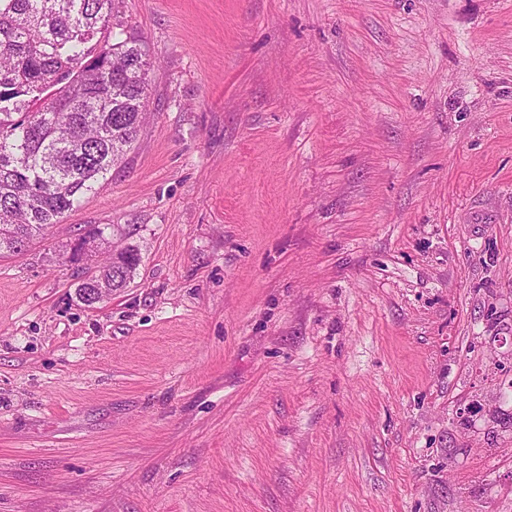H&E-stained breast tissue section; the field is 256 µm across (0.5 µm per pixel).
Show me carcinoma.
<instances>
[{
	"instance_id": "1",
	"label": "carcinoma",
	"mask_w": 512,
	"mask_h": 512,
	"mask_svg": "<svg viewBox=\"0 0 512 512\" xmlns=\"http://www.w3.org/2000/svg\"><path fill=\"white\" fill-rule=\"evenodd\" d=\"M112 0H0V256L15 254L96 190L137 139L150 63L112 42ZM140 260L124 247L78 271L77 294L118 291Z\"/></svg>"
}]
</instances>
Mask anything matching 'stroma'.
Listing matches in <instances>:
<instances>
[{"label": "stroma", "mask_w": 512, "mask_h": 512, "mask_svg": "<svg viewBox=\"0 0 512 512\" xmlns=\"http://www.w3.org/2000/svg\"><path fill=\"white\" fill-rule=\"evenodd\" d=\"M109 25L148 115L0 258V512H512V0ZM105 224L140 262L89 308Z\"/></svg>", "instance_id": "stroma-1"}]
</instances>
